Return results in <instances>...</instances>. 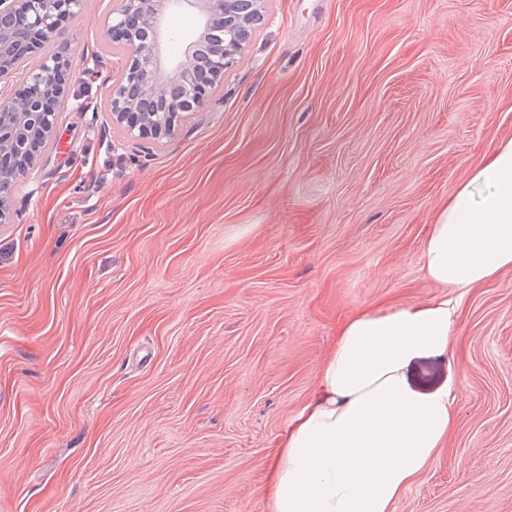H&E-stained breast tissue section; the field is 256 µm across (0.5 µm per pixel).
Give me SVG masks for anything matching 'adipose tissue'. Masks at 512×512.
Segmentation results:
<instances>
[{"mask_svg":"<svg viewBox=\"0 0 512 512\" xmlns=\"http://www.w3.org/2000/svg\"><path fill=\"white\" fill-rule=\"evenodd\" d=\"M512 268V137L461 182L428 226L426 276L452 296L365 307L348 317L281 433L266 512H392L454 425L455 376L422 367L453 354L471 289Z\"/></svg>","mask_w":512,"mask_h":512,"instance_id":"adipose-tissue-1","label":"adipose tissue"}]
</instances>
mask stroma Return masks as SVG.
Masks as SVG:
<instances>
[{
  "mask_svg": "<svg viewBox=\"0 0 512 512\" xmlns=\"http://www.w3.org/2000/svg\"><path fill=\"white\" fill-rule=\"evenodd\" d=\"M92 0L31 60L69 105L0 226V512H264L355 310L440 295L432 214L512 136V0H268L151 156L95 113ZM455 424L393 512H512V269L461 306Z\"/></svg>",
  "mask_w": 512,
  "mask_h": 512,
  "instance_id": "stroma-1",
  "label": "stroma"
}]
</instances>
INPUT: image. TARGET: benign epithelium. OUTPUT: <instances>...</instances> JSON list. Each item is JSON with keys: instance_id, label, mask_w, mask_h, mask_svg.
Here are the masks:
<instances>
[{"instance_id": "7a95c632", "label": "benign epithelium", "mask_w": 512, "mask_h": 512, "mask_svg": "<svg viewBox=\"0 0 512 512\" xmlns=\"http://www.w3.org/2000/svg\"><path fill=\"white\" fill-rule=\"evenodd\" d=\"M90 0H0V79L16 78L9 94L0 90V224H14L19 213L10 199L16 182L34 166L68 100L58 82L63 64L49 56L28 67L31 44L47 43L62 24L87 10ZM266 0H114L105 21L113 45L126 63L107 87V121L137 144L159 145L174 136L187 116L211 101L217 80L247 49ZM175 7L196 10L202 23L181 58L167 62L163 46L166 19ZM212 44L208 62L213 81H200L199 48ZM160 102L149 112L144 102Z\"/></svg>"}]
</instances>
